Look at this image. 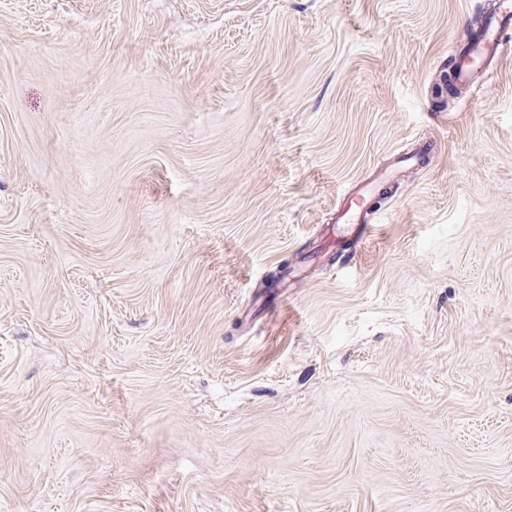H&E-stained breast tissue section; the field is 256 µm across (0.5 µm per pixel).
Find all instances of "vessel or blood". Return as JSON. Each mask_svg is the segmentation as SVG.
I'll return each instance as SVG.
<instances>
[{
  "instance_id": "vessel-or-blood-1",
  "label": "vessel or blood",
  "mask_w": 512,
  "mask_h": 512,
  "mask_svg": "<svg viewBox=\"0 0 512 512\" xmlns=\"http://www.w3.org/2000/svg\"><path fill=\"white\" fill-rule=\"evenodd\" d=\"M512 30V0H495L485 21L471 29L461 43L452 48L454 72L458 84L475 86L479 77L493 74L499 68L504 50V35ZM397 165L377 176L359 182L336 209L338 238L368 237L372 232L369 205L380 196L386 184L395 178Z\"/></svg>"
}]
</instances>
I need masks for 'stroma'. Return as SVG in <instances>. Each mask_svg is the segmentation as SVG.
Segmentation results:
<instances>
[{"label":"stroma","mask_w":512,"mask_h":512,"mask_svg":"<svg viewBox=\"0 0 512 512\" xmlns=\"http://www.w3.org/2000/svg\"><path fill=\"white\" fill-rule=\"evenodd\" d=\"M485 2L0 0V512H512ZM512 28V1L496 0L485 21L471 29L464 40L452 48L454 72L458 84L476 87L481 76H489L499 68L504 50V34ZM398 171L397 165H390L377 176L359 182L350 195L339 203L336 209V238H348L354 234L366 238L371 234L373 228L369 219V205L381 195Z\"/></svg>","instance_id":"obj_1"}]
</instances>
